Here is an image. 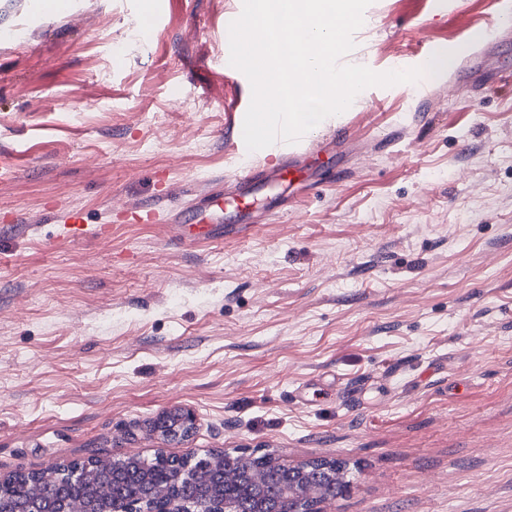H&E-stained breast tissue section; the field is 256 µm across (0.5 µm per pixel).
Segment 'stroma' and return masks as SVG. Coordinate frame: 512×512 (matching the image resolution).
Returning <instances> with one entry per match:
<instances>
[{"label":"stroma","mask_w":512,"mask_h":512,"mask_svg":"<svg viewBox=\"0 0 512 512\" xmlns=\"http://www.w3.org/2000/svg\"><path fill=\"white\" fill-rule=\"evenodd\" d=\"M86 3L0 45V478L246 452L343 461L324 512H512V0H373L347 63L424 42L452 66L359 93L342 181L206 243L178 214L230 170L224 103L251 86L213 23L242 0ZM161 178L166 222L96 234ZM179 409L177 444L153 424ZM64 224V235L72 240H80L87 234L86 221L80 209H71L60 217V223Z\"/></svg>","instance_id":"1"}]
</instances>
